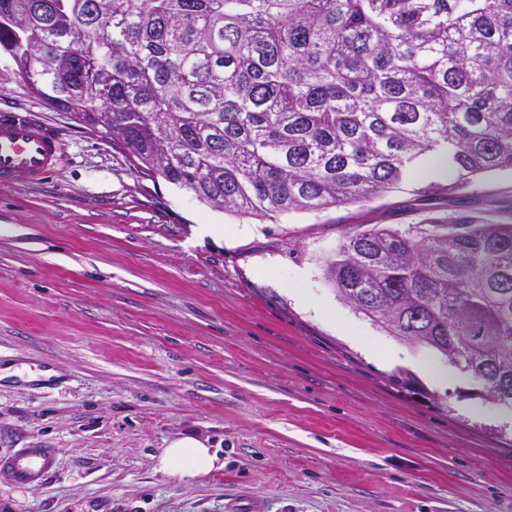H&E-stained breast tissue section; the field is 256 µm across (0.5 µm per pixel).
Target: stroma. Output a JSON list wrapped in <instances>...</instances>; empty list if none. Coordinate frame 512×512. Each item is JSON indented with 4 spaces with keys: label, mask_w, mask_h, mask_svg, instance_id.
<instances>
[{
    "label": "stroma",
    "mask_w": 512,
    "mask_h": 512,
    "mask_svg": "<svg viewBox=\"0 0 512 512\" xmlns=\"http://www.w3.org/2000/svg\"><path fill=\"white\" fill-rule=\"evenodd\" d=\"M16 108L57 128L63 159L43 185L0 186V368L15 369L0 379V456L58 459L39 488L0 481V512H225L244 493L271 512H512L503 407L467 381L428 385L412 364L433 350L357 313L325 275L345 235L447 213L446 177L363 206L236 216L144 175L1 56L0 110ZM468 193L512 209V171ZM200 224L232 233L202 239ZM186 435L221 461L189 484L157 470Z\"/></svg>",
    "instance_id": "35a3bbf8"
}]
</instances>
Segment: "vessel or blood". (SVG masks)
<instances>
[{"instance_id":"obj_1","label":"vessel or blood","mask_w":512,"mask_h":512,"mask_svg":"<svg viewBox=\"0 0 512 512\" xmlns=\"http://www.w3.org/2000/svg\"><path fill=\"white\" fill-rule=\"evenodd\" d=\"M61 161V137L37 113H0V185L25 180L41 184ZM56 466L52 448H21L0 457V479L30 488L40 486Z\"/></svg>"}]
</instances>
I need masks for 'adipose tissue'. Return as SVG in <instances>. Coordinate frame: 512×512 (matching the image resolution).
I'll list each match as a JSON object with an SVG mask.
<instances>
[{"label":"adipose tissue","mask_w":512,"mask_h":512,"mask_svg":"<svg viewBox=\"0 0 512 512\" xmlns=\"http://www.w3.org/2000/svg\"><path fill=\"white\" fill-rule=\"evenodd\" d=\"M218 456L205 440L182 436L171 440L159 456V472L189 483L215 469Z\"/></svg>","instance_id":"1"}]
</instances>
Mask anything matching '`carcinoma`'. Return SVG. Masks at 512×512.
Wrapping results in <instances>:
<instances>
[{"label": "carcinoma", "instance_id": "carcinoma-1", "mask_svg": "<svg viewBox=\"0 0 512 512\" xmlns=\"http://www.w3.org/2000/svg\"><path fill=\"white\" fill-rule=\"evenodd\" d=\"M1 52L145 175L240 216L363 204L444 161L452 212L347 235L327 274L487 391L512 380V218L466 202L512 170V0H0Z\"/></svg>", "mask_w": 512, "mask_h": 512}]
</instances>
